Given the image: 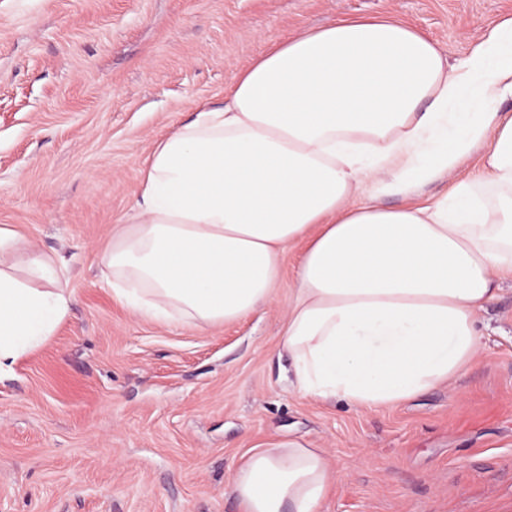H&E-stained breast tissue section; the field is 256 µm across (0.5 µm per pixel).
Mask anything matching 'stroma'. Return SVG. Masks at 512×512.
Returning a JSON list of instances; mask_svg holds the SVG:
<instances>
[{
    "instance_id": "35a3bbf8",
    "label": "stroma",
    "mask_w": 512,
    "mask_h": 512,
    "mask_svg": "<svg viewBox=\"0 0 512 512\" xmlns=\"http://www.w3.org/2000/svg\"><path fill=\"white\" fill-rule=\"evenodd\" d=\"M512 0H0V226L64 261L70 311L0 379V512H240L254 447L323 449V512H512V283L451 384L391 409L300 397L277 303L201 331L133 316L99 252L156 137L224 100L276 40L330 18H394L449 63Z\"/></svg>"
}]
</instances>
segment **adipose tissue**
<instances>
[{
  "label": "adipose tissue",
  "mask_w": 512,
  "mask_h": 512,
  "mask_svg": "<svg viewBox=\"0 0 512 512\" xmlns=\"http://www.w3.org/2000/svg\"><path fill=\"white\" fill-rule=\"evenodd\" d=\"M512 17L456 66L390 18L334 19L238 71L220 107L155 140L131 215L99 263L138 317L200 330L274 302L283 260L304 251L278 356L299 395L360 410L450 382L480 350L477 314L512 280ZM485 146L482 180L428 206L388 209L415 180ZM0 227V375L66 318L63 266ZM334 473L319 448H253L230 489L242 512H321Z\"/></svg>",
  "instance_id": "ef3b65f1"
}]
</instances>
